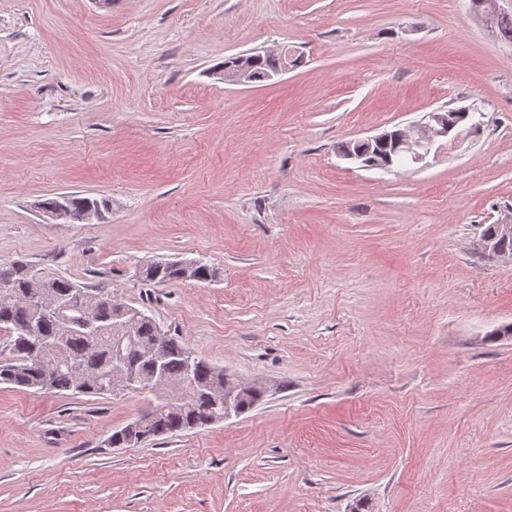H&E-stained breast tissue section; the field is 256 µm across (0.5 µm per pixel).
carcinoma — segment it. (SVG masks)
<instances>
[{"label":"carcinoma","mask_w":512,"mask_h":512,"mask_svg":"<svg viewBox=\"0 0 512 512\" xmlns=\"http://www.w3.org/2000/svg\"><path fill=\"white\" fill-rule=\"evenodd\" d=\"M256 81L269 79L280 65L279 58L264 54L246 57ZM68 203L75 211L89 209L94 218L101 216L107 208L104 200L71 195ZM194 268L190 276L180 273V262H152L141 268L143 280L166 283L189 278L197 281L212 280L217 270L201 261H192ZM7 266L12 273L0 275V332H5L8 357L0 359V384H8L33 392H48L72 395H106L107 382L85 379L80 373L106 375L112 367V327L121 326L133 319L132 339L125 344L124 357L137 365H145L141 355L155 346L160 339L161 329L156 322L144 314L138 318L130 314L133 307L112 299V292H105V303L100 305V319L93 327H81V313H69L74 326L70 327L59 319L43 314L22 298L25 289L40 278L48 281L50 291L60 299L73 294L78 284L23 261L8 264L0 262V268ZM162 352L163 375L174 385L183 388L180 402L169 406L163 400L156 404V411L147 419L137 418L140 426L132 429L126 425L110 435L106 443L116 448L114 439L123 443L141 445L157 437L173 436L210 425V421L224 416V401L219 397L211 399L198 392L220 382L224 369L219 368L173 337L165 339Z\"/></svg>","instance_id":"obj_1"}]
</instances>
